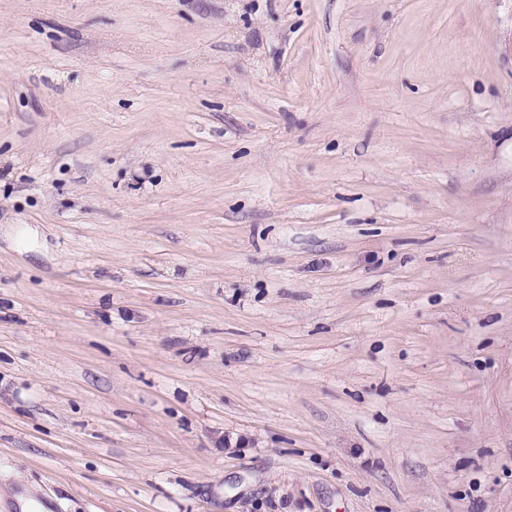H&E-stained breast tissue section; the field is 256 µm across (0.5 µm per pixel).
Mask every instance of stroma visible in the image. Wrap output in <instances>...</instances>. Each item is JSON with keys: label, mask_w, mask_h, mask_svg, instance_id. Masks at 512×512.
Wrapping results in <instances>:
<instances>
[{"label": "stroma", "mask_w": 512, "mask_h": 512, "mask_svg": "<svg viewBox=\"0 0 512 512\" xmlns=\"http://www.w3.org/2000/svg\"><path fill=\"white\" fill-rule=\"evenodd\" d=\"M512 512V0H0V512Z\"/></svg>", "instance_id": "1"}]
</instances>
